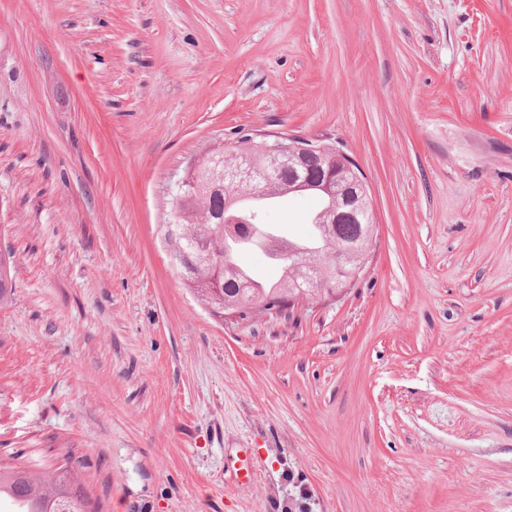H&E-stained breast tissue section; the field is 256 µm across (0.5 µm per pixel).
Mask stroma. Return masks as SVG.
I'll list each match as a JSON object with an SVG mask.
<instances>
[{"mask_svg":"<svg viewBox=\"0 0 512 512\" xmlns=\"http://www.w3.org/2000/svg\"><path fill=\"white\" fill-rule=\"evenodd\" d=\"M243 135L339 147L374 244L221 319L163 226ZM1 252L0 463L90 512H512V0H0ZM363 247H362V256H363V259H362V262L358 265H356L354 267V269L352 270H346L345 269V266L347 265L346 264V261L342 258V255L343 253L341 251H339L337 254H336V263L334 265L335 269L333 270H330L326 277H334L336 274L341 277V276H345V277H351L354 278L358 273L359 271L361 270L362 268V265H363V261H364V258L365 256L367 255V253L369 252L371 246H372V234L370 233L369 231V228L367 230V232L364 234V239H363Z\"/></svg>","mask_w":512,"mask_h":512,"instance_id":"obj_1","label":"stroma"}]
</instances>
